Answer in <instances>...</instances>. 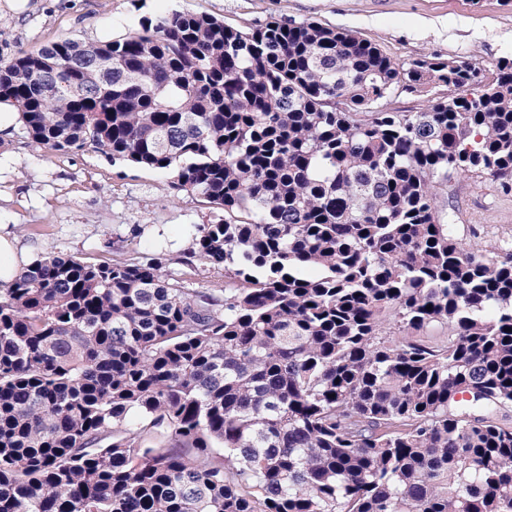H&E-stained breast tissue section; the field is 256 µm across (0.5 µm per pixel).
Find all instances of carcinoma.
Masks as SVG:
<instances>
[{
	"mask_svg": "<svg viewBox=\"0 0 512 512\" xmlns=\"http://www.w3.org/2000/svg\"><path fill=\"white\" fill-rule=\"evenodd\" d=\"M4 102L36 149L171 171L224 213L181 262L233 282L48 255L0 293V512H512V246L434 192L512 183V57L174 10L18 52Z\"/></svg>",
	"mask_w": 512,
	"mask_h": 512,
	"instance_id": "obj_1",
	"label": "carcinoma"
}]
</instances>
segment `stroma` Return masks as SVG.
<instances>
[{
  "mask_svg": "<svg viewBox=\"0 0 512 512\" xmlns=\"http://www.w3.org/2000/svg\"><path fill=\"white\" fill-rule=\"evenodd\" d=\"M0 0V59L64 38L97 42L137 29L142 17L173 10L224 18L233 26L269 16L315 20L355 32L400 62L439 54L493 69L512 56V0H29L15 14ZM169 172L112 165L88 149L36 151L22 132L0 143V224L43 253L88 262L117 254L163 256L187 288H215L224 274L177 259L210 208L172 188ZM465 248L494 256L512 242V190L483 174L449 179L437 190Z\"/></svg>",
  "mask_w": 512,
  "mask_h": 512,
  "instance_id": "obj_1",
  "label": "stroma"
}]
</instances>
